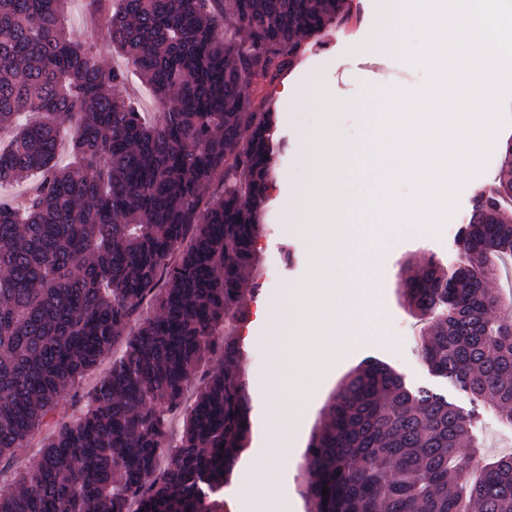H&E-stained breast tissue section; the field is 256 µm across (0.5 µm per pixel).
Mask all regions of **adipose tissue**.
<instances>
[{"mask_svg":"<svg viewBox=\"0 0 512 512\" xmlns=\"http://www.w3.org/2000/svg\"><path fill=\"white\" fill-rule=\"evenodd\" d=\"M268 420L272 446L241 483L236 495L237 512H270V495L280 474V467L294 455V417L272 413Z\"/></svg>","mask_w":512,"mask_h":512,"instance_id":"obj_1","label":"adipose tissue"}]
</instances>
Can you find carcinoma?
<instances>
[{"instance_id": "1", "label": "carcinoma", "mask_w": 512, "mask_h": 512, "mask_svg": "<svg viewBox=\"0 0 512 512\" xmlns=\"http://www.w3.org/2000/svg\"><path fill=\"white\" fill-rule=\"evenodd\" d=\"M65 2L0 0V185L39 176L0 203V465L47 431L0 486V512H223L251 436L236 329L276 172L266 85L347 21L351 0H118L107 33L164 109L159 125L118 94L126 71L69 36ZM223 25L236 37H217ZM507 257L506 176L475 196L452 267L418 259L401 295L430 321L422 360L512 426V321L493 316L487 288ZM217 351L220 368L188 399ZM109 357L65 419L61 401H81ZM472 429L445 395L365 362L306 448L307 512H512V454L464 482Z\"/></svg>"}]
</instances>
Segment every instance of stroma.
Listing matches in <instances>:
<instances>
[{
  "label": "stroma",
  "instance_id": "stroma-1",
  "mask_svg": "<svg viewBox=\"0 0 512 512\" xmlns=\"http://www.w3.org/2000/svg\"><path fill=\"white\" fill-rule=\"evenodd\" d=\"M352 18L340 29L327 33L312 46L302 62L287 76L275 81L268 93L278 110V136L286 150L280 160L278 173L268 190L270 205L266 229L257 243L259 259L255 278L257 291L248 299L249 320L238 331L245 352V368L253 370L265 362L258 344L264 335V324L259 313L269 297L297 285L304 277L309 263V246L298 232L301 212L286 213L282 202L294 194L308 178L298 160V144L306 132L312 131L316 115L311 90L317 80L336 86L350 100L372 107L371 91L392 82H402L412 88L420 87L424 74L417 68L399 62L392 55H384L381 63L370 61L366 48L373 43H385L387 35L376 26L386 0H354ZM69 20L74 39L91 41L105 67L128 69L125 57L115 52L105 28L94 26L89 0H67ZM502 151L492 152L480 179L469 180L458 198V208L444 226L441 235L407 229L378 248L371 268L372 288L368 299L377 308L381 330L365 328L349 347L345 356L326 377L317 398L302 409L296 435L295 455L287 471L272 491V512H306L300 495V465L311 434L319 426L331 398L344 379L368 360L388 364L402 375L410 387H426L447 391L448 398L464 414L473 417L474 435L481 442V451L487 456L512 453V429L503 427L488 401L474 399L471 394L435 377L421 360L417 351L418 338L425 324L413 316L400 296L401 268L410 258L430 255L440 259L452 257L457 248V235L467 223L474 196L479 188L494 184L502 171ZM252 399V434L248 448L242 453L236 470L224 487V510L232 512L237 489L252 460L270 445L266 409L288 410V397L277 400L255 392Z\"/></svg>",
  "mask_w": 512,
  "mask_h": 512
}]
</instances>
